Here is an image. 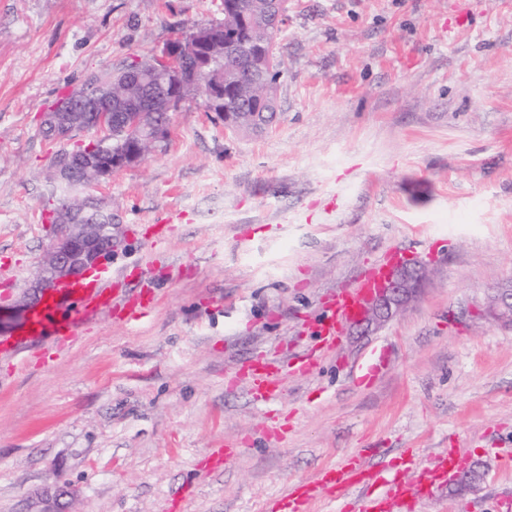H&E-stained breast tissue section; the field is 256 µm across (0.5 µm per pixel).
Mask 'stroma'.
Returning a JSON list of instances; mask_svg holds the SVG:
<instances>
[{
	"label": "stroma",
	"mask_w": 512,
	"mask_h": 512,
	"mask_svg": "<svg viewBox=\"0 0 512 512\" xmlns=\"http://www.w3.org/2000/svg\"><path fill=\"white\" fill-rule=\"evenodd\" d=\"M223 18L224 0H0V335L28 327L17 303L49 243L53 162L96 137L45 141L42 113ZM276 44L271 129L227 130L189 100L140 164L87 187L112 211L109 267L155 301L24 366L0 358V512H42L62 485L64 512H267L361 448L395 472L461 449L484 481L411 512H507L512 320L488 307L512 280V0H288ZM394 253L428 268L404 311L345 328L274 405L255 402L237 368L314 350L330 294Z\"/></svg>",
	"instance_id": "obj_1"
}]
</instances>
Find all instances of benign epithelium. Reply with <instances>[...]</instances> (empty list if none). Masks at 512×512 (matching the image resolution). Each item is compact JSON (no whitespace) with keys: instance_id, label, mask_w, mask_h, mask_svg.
Instances as JSON below:
<instances>
[{"instance_id":"obj_1","label":"benign epithelium","mask_w":512,"mask_h":512,"mask_svg":"<svg viewBox=\"0 0 512 512\" xmlns=\"http://www.w3.org/2000/svg\"><path fill=\"white\" fill-rule=\"evenodd\" d=\"M285 17L281 0H267L264 24L278 29ZM222 61L218 53V40L213 29L200 24L187 38L177 35L155 50L154 70L142 65H126L121 72V83L137 87L140 94L128 100L108 91L89 96L74 93L59 99L44 112L42 127L62 130L72 134L84 126H94L109 131L114 126L128 124L137 128L136 139L128 148L112 158V165L100 163L99 151L75 152L61 157L53 167V179L60 185H72L87 174L98 180L112 173L133 166L144 159V147L164 138L168 124L156 121L158 112H175L184 100V89L197 72L206 66ZM212 111L233 127L224 112V80L216 75L211 88ZM64 223L53 228V236L44 261L33 277L30 290L33 297L20 304V310L31 314L44 292L62 282L77 280L97 269L112 255V225L107 223L111 213L99 212L93 221L76 222L72 213L61 214ZM424 278V271L404 263L389 270L386 278L364 305L363 312L354 325L368 331L393 320L403 306L413 297ZM492 309L502 317L512 315V284L500 285L492 299Z\"/></svg>"}]
</instances>
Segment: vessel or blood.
Listing matches in <instances>:
<instances>
[{
  "label": "vessel or blood",
  "instance_id": "obj_1",
  "mask_svg": "<svg viewBox=\"0 0 512 512\" xmlns=\"http://www.w3.org/2000/svg\"><path fill=\"white\" fill-rule=\"evenodd\" d=\"M387 268V262H380L362 273L355 285L332 294L322 320L315 327L320 349L328 351L335 347L345 325L360 316L366 299L382 282ZM151 305L148 298L130 301L122 290L120 273L104 268L93 279L78 280L44 295L26 331L0 338V358L23 361L33 341L57 344L72 338L78 320L122 313L133 317ZM280 372L277 361L259 359L243 367L241 375L248 380L255 399L272 403L281 391ZM460 472L458 454L453 450L438 456L428 477L423 479L391 476L353 459L326 468L313 482L294 487L276 502L271 512H310L312 505L325 496L343 494L354 487L365 491L356 506L357 512H400L411 499L432 496Z\"/></svg>",
  "mask_w": 512,
  "mask_h": 512
}]
</instances>
